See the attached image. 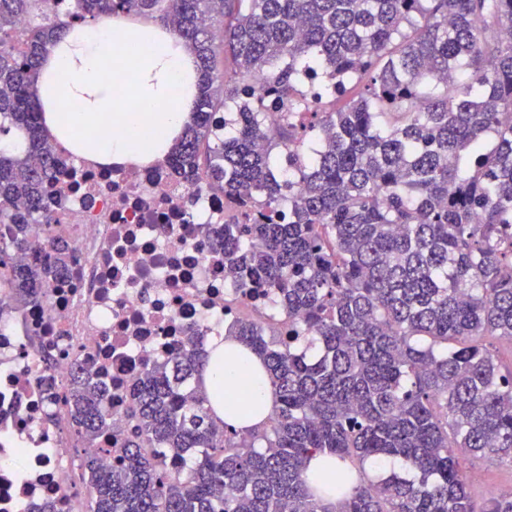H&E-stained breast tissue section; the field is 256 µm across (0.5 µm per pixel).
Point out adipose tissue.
I'll return each mask as SVG.
<instances>
[{
    "label": "adipose tissue",
    "mask_w": 512,
    "mask_h": 512,
    "mask_svg": "<svg viewBox=\"0 0 512 512\" xmlns=\"http://www.w3.org/2000/svg\"><path fill=\"white\" fill-rule=\"evenodd\" d=\"M197 92L194 59L154 23L129 25L109 15L68 29L42 63V123L56 143L103 166L164 159L190 119ZM212 361L224 366V393H247L258 409L236 428L261 425L276 395L260 359L244 345L211 337Z\"/></svg>",
    "instance_id": "obj_1"
}]
</instances>
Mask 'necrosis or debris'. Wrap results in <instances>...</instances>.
<instances>
[{
    "mask_svg": "<svg viewBox=\"0 0 512 512\" xmlns=\"http://www.w3.org/2000/svg\"><path fill=\"white\" fill-rule=\"evenodd\" d=\"M50 239L70 244L68 271L38 303L14 312L0 280V512H80L84 487L65 393L75 368L112 392V437L128 429L138 373L186 342L206 345L250 313L280 321L269 288L245 292L224 272L217 239L237 210L166 162L99 167L66 162L47 188Z\"/></svg>",
    "mask_w": 512,
    "mask_h": 512,
    "instance_id": "4bbe7bcc",
    "label": "necrosis or debris"
}]
</instances>
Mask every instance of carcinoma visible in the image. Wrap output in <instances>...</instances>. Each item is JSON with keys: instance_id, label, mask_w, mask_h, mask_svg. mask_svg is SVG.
<instances>
[{"instance_id": "1", "label": "carcinoma", "mask_w": 512, "mask_h": 512, "mask_svg": "<svg viewBox=\"0 0 512 512\" xmlns=\"http://www.w3.org/2000/svg\"><path fill=\"white\" fill-rule=\"evenodd\" d=\"M78 16H149L194 55L191 119L170 152L191 185L263 201L226 224L225 271L277 290L288 331L244 318L225 331L262 361L277 406L260 430L223 426L202 390L206 349L181 347L130 391L110 468L112 402L76 373L67 401L84 449L87 512H512L477 504L468 457L512 466V0H74ZM51 0H0V275L17 302L67 271L24 250L61 171L37 84L68 23ZM232 65L217 74V45ZM263 77L288 102L267 137ZM320 82L313 100L299 80ZM229 114L224 138L212 113ZM288 154V173L279 155ZM300 193H294L295 182ZM320 456L348 470L318 486ZM404 460L352 482L370 458Z\"/></svg>"}]
</instances>
